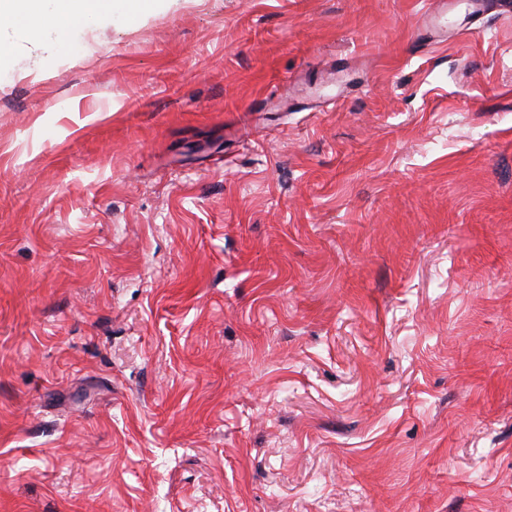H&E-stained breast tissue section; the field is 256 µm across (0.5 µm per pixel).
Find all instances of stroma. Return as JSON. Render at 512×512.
Wrapping results in <instances>:
<instances>
[{
  "label": "stroma",
  "instance_id": "obj_1",
  "mask_svg": "<svg viewBox=\"0 0 512 512\" xmlns=\"http://www.w3.org/2000/svg\"><path fill=\"white\" fill-rule=\"evenodd\" d=\"M486 2L0 31V512H512Z\"/></svg>",
  "mask_w": 512,
  "mask_h": 512
}]
</instances>
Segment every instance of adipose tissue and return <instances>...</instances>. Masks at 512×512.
<instances>
[{
  "label": "adipose tissue",
  "mask_w": 512,
  "mask_h": 512,
  "mask_svg": "<svg viewBox=\"0 0 512 512\" xmlns=\"http://www.w3.org/2000/svg\"><path fill=\"white\" fill-rule=\"evenodd\" d=\"M155 0H0V28L34 37L42 21L50 20L74 33L89 25L121 17L132 19L153 8Z\"/></svg>",
  "instance_id": "ef3b65f1"
}]
</instances>
